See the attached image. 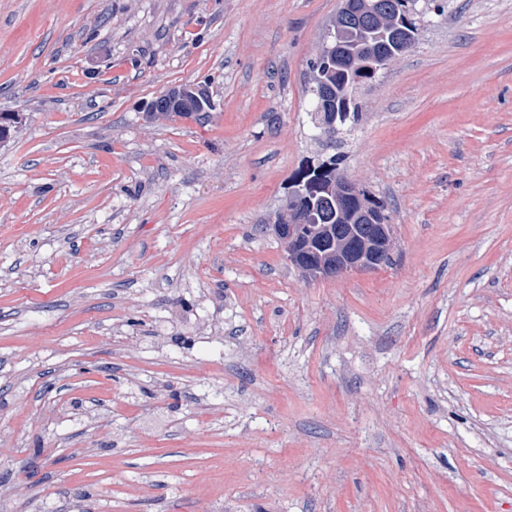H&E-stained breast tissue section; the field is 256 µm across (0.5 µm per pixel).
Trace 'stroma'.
<instances>
[{
    "label": "stroma",
    "instance_id": "stroma-1",
    "mask_svg": "<svg viewBox=\"0 0 512 512\" xmlns=\"http://www.w3.org/2000/svg\"><path fill=\"white\" fill-rule=\"evenodd\" d=\"M341 3L0 0V512H512V0H418L333 140ZM335 153L392 257L311 279ZM336 157L322 162L314 169L308 165L294 178L288 196L302 209L300 215L292 208L285 214L286 220L272 224L275 235L288 249V260L305 275L312 278H334L349 271L372 270L384 265L392 249L391 224L381 200L366 196L371 209H380L385 218L371 212L365 204L360 188L343 177H336ZM336 177V193L327 187ZM364 224H345L357 205ZM337 201L347 202L342 210ZM332 224H336V231ZM316 238L320 252L312 250L309 242Z\"/></svg>",
    "mask_w": 512,
    "mask_h": 512
}]
</instances>
